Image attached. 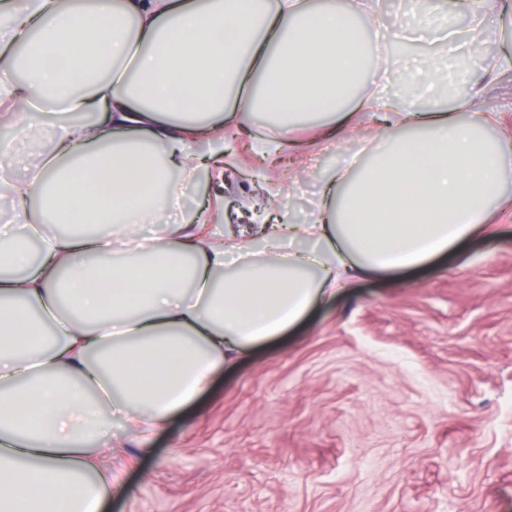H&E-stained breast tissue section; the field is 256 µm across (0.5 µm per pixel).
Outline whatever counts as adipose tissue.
<instances>
[{
	"mask_svg": "<svg viewBox=\"0 0 512 512\" xmlns=\"http://www.w3.org/2000/svg\"><path fill=\"white\" fill-rule=\"evenodd\" d=\"M370 0H0V159L48 128L52 148L0 182L31 263L0 230V512H103L91 463L114 426L148 442L222 367L366 272L428 263L490 237L512 146L483 112L338 89L365 63ZM364 109L382 144L323 182L310 224L181 222V187L224 167V128L261 112L260 153L295 126L331 140ZM145 224L164 225L144 238ZM261 251H254V244Z\"/></svg>",
	"mask_w": 512,
	"mask_h": 512,
	"instance_id": "1",
	"label": "adipose tissue"
}]
</instances>
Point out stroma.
<instances>
[{
    "instance_id": "35a3bbf8",
    "label": "stroma",
    "mask_w": 512,
    "mask_h": 512,
    "mask_svg": "<svg viewBox=\"0 0 512 512\" xmlns=\"http://www.w3.org/2000/svg\"><path fill=\"white\" fill-rule=\"evenodd\" d=\"M359 22L398 30L416 18L406 0H380ZM428 52L447 62L432 97L454 90L469 111L493 113V135L512 137V72L456 78L477 48L461 55L431 33L390 48V93ZM239 123L243 135L224 134L223 186L184 188L210 229L274 207L309 223L321 175L380 143L378 122L357 115L337 146L301 128L292 150L265 161L249 147L265 133L260 118ZM491 221L496 241L357 278L218 371L148 447L128 440L96 456L119 483L107 512H512V209Z\"/></svg>"
}]
</instances>
